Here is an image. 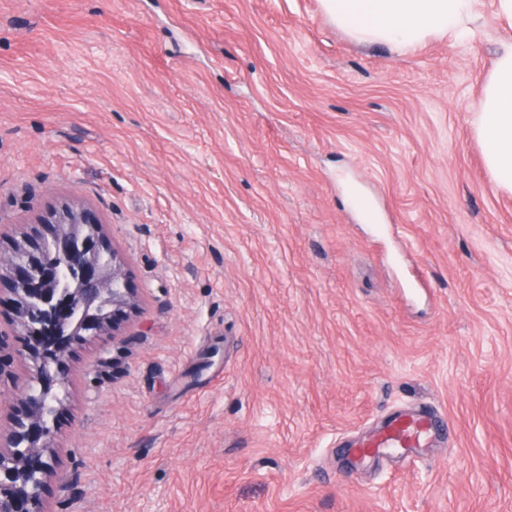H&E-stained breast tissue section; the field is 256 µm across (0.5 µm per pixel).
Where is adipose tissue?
<instances>
[{
  "label": "adipose tissue",
  "instance_id": "adipose-tissue-1",
  "mask_svg": "<svg viewBox=\"0 0 512 512\" xmlns=\"http://www.w3.org/2000/svg\"><path fill=\"white\" fill-rule=\"evenodd\" d=\"M476 0H320L323 14L361 44L405 52L431 37L458 43L479 33ZM475 133L500 190L512 193V39L488 73Z\"/></svg>",
  "mask_w": 512,
  "mask_h": 512
}]
</instances>
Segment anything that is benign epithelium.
Listing matches in <instances>:
<instances>
[{
    "mask_svg": "<svg viewBox=\"0 0 512 512\" xmlns=\"http://www.w3.org/2000/svg\"><path fill=\"white\" fill-rule=\"evenodd\" d=\"M97 214L77 200L52 209L41 228L23 236L6 259L0 257V282L10 284L16 311L30 338L25 356L31 363L22 396L24 411L10 426L0 448V512H41L39 504L53 470L48 446L57 410L68 398L62 370L71 347L107 330L92 309L112 297V323L126 316L135 290L121 257L112 253V273L98 263L106 245ZM66 278L83 283L80 292L58 284Z\"/></svg>",
    "mask_w": 512,
    "mask_h": 512,
    "instance_id": "obj_1",
    "label": "benign epithelium"
}]
</instances>
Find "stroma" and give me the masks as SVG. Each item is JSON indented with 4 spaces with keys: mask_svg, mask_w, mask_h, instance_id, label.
Masks as SVG:
<instances>
[{
    "mask_svg": "<svg viewBox=\"0 0 512 512\" xmlns=\"http://www.w3.org/2000/svg\"><path fill=\"white\" fill-rule=\"evenodd\" d=\"M359 44L319 0H0V251L62 198L136 306L74 346L43 512H512L502 41ZM0 284V421L25 338ZM427 409L422 448H357ZM475 133L497 186L512 193V39L502 44L486 77Z\"/></svg>",
    "mask_w": 512,
    "mask_h": 512,
    "instance_id": "1",
    "label": "stroma"
}]
</instances>
